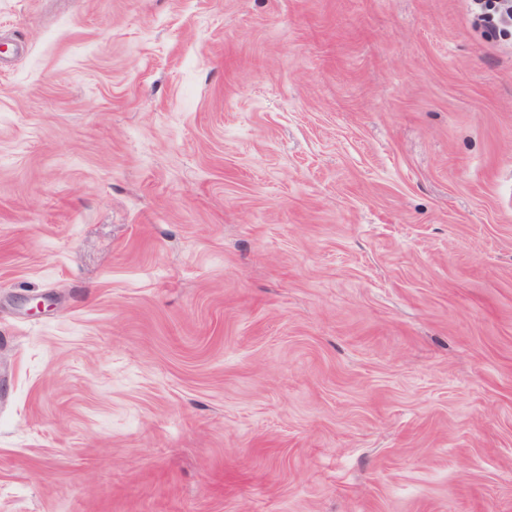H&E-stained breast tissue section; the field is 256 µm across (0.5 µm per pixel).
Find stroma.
<instances>
[{"label":"stroma","mask_w":512,"mask_h":512,"mask_svg":"<svg viewBox=\"0 0 512 512\" xmlns=\"http://www.w3.org/2000/svg\"><path fill=\"white\" fill-rule=\"evenodd\" d=\"M0 512H512V32L0 0Z\"/></svg>","instance_id":"1"}]
</instances>
